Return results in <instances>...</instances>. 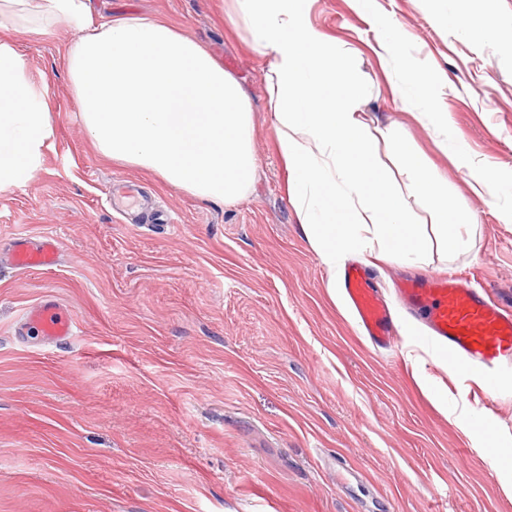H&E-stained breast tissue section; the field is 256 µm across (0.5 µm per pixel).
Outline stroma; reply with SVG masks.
Instances as JSON below:
<instances>
[{"label":"stroma","mask_w":512,"mask_h":512,"mask_svg":"<svg viewBox=\"0 0 512 512\" xmlns=\"http://www.w3.org/2000/svg\"><path fill=\"white\" fill-rule=\"evenodd\" d=\"M398 45L385 62L348 0H314L311 20L363 51L372 112L394 123L475 219L468 250L426 264L368 266L392 293L405 274L454 272L512 296V193L474 191L457 144L512 182V41L449 28L444 0H379ZM100 20L166 19L244 83L258 172L234 203L193 197L151 173L113 165L83 134L64 63L73 35L13 32L33 82L45 83L55 149L25 187L0 191V512H512V371L486 396L409 335L379 353L359 335L340 288L313 251L287 191L266 107L268 58L223 20L218 0H93ZM471 24L512 30V0H457ZM426 100L395 99L406 64ZM444 112L447 125L430 113ZM171 224H129L110 205L127 183ZM57 237L60 261L20 273L16 235ZM46 294L77 329L57 345L20 330ZM442 378L447 407L418 385ZM490 424L497 452L455 424Z\"/></svg>","instance_id":"stroma-1"}]
</instances>
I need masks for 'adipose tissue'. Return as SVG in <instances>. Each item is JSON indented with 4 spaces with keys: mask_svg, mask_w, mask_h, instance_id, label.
Wrapping results in <instances>:
<instances>
[{
    "mask_svg": "<svg viewBox=\"0 0 512 512\" xmlns=\"http://www.w3.org/2000/svg\"><path fill=\"white\" fill-rule=\"evenodd\" d=\"M311 3L225 0L231 25L273 56L267 110L309 245L331 269L350 252L418 265L430 244L466 249L470 218L449 199L447 180L366 112L372 93L351 64L356 50L329 41L310 19ZM58 24L75 35L66 67L84 133L101 156L216 202L250 191L253 109L237 76L175 24L136 15L100 21L90 0H0V191L32 181L56 138L46 89L28 80L8 34ZM384 148L393 165L381 162ZM411 198L425 203L430 226L407 222Z\"/></svg>",
    "mask_w": 512,
    "mask_h": 512,
    "instance_id": "adipose-tissue-1",
    "label": "adipose tissue"
}]
</instances>
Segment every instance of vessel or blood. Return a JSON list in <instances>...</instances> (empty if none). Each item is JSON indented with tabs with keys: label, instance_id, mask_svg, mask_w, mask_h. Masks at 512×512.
Segmentation results:
<instances>
[{
	"label": "vessel or blood",
	"instance_id": "obj_1",
	"mask_svg": "<svg viewBox=\"0 0 512 512\" xmlns=\"http://www.w3.org/2000/svg\"><path fill=\"white\" fill-rule=\"evenodd\" d=\"M10 255L12 267L21 272L50 270L59 262L58 243L51 236L34 243L18 235ZM341 287L361 335L375 351L392 348L400 337L401 322L372 279L360 267L348 266ZM397 295L405 306L410 332L425 333L451 367L480 375L490 392L499 391L500 372L512 368V306L453 276L401 280ZM24 323L48 344L67 341L77 328L72 315L52 296L30 308Z\"/></svg>",
	"mask_w": 512,
	"mask_h": 512
}]
</instances>
